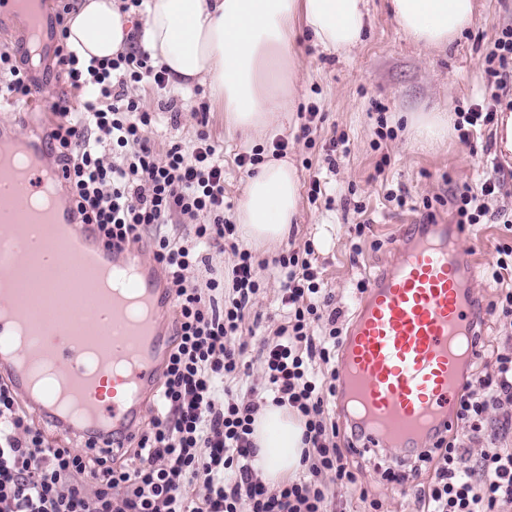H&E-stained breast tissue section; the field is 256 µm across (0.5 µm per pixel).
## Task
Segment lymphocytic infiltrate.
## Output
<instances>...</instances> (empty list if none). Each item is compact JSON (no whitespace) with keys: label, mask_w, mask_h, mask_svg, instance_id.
I'll return each instance as SVG.
<instances>
[{"label":"lymphocytic infiltrate","mask_w":512,"mask_h":512,"mask_svg":"<svg viewBox=\"0 0 512 512\" xmlns=\"http://www.w3.org/2000/svg\"><path fill=\"white\" fill-rule=\"evenodd\" d=\"M57 63L79 107L62 97L44 139L67 180V192L83 224L95 225L102 244L148 242L174 290L176 331L157 395L158 415L133 450L132 463L113 466L111 454L50 444L43 429L21 410L11 385L0 382V512H327L332 486L358 482L328 410L337 373L332 366L343 330L312 264V248L272 258L281 283L284 322L260 337L250 352L239 332L261 290L262 261L236 242V226L224 216V160L207 132L191 149L177 142L155 151L147 137L154 121L130 86L148 81L165 88L145 52L129 47L83 64L65 43ZM0 97L28 102L27 67L0 49ZM491 91L483 102L457 108L461 143L491 128L503 96L512 93V24L495 34L482 63ZM501 187L486 178L451 196L458 223H484L483 197ZM236 250L230 283L212 278L190 286L189 270L209 263L207 248ZM261 365L262 386L250 384ZM296 409L305 420L304 474L269 489L251 466L253 417L266 400ZM499 411L489 423L490 411ZM456 417L468 439L438 436L416 461L385 467L381 477L424 499L430 512H512V448L499 441L512 431V352L494 353L483 370L470 372ZM485 449L470 458L468 440ZM431 465L426 486L414 479Z\"/></svg>","instance_id":"lymphocytic-infiltrate-1"}]
</instances>
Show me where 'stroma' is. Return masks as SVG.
<instances>
[{
	"label": "stroma",
	"instance_id": "35a3bbf8",
	"mask_svg": "<svg viewBox=\"0 0 512 512\" xmlns=\"http://www.w3.org/2000/svg\"><path fill=\"white\" fill-rule=\"evenodd\" d=\"M368 9L363 41L350 51L328 54L307 36L298 37L293 108L280 118L287 158L298 171L301 190L298 214L281 247L296 251L313 247V266L346 319L360 299L358 282L389 259L396 229L410 221L425 223L430 211L438 219L451 220L452 190L478 184L499 163L491 131L481 132L468 145L452 132L443 144L430 148L416 142L409 119L417 112L451 114L457 107L482 100L486 94L482 59L496 32L512 24V0H476L473 26L448 47L428 49L399 31L387 0H368ZM33 78L42 90L33 94L30 110L5 104L0 106V118L30 131L32 140L39 141L49 124L52 102L69 94L70 88L51 50ZM137 93L145 108L158 114L150 132L157 149L173 142L188 147L198 131L209 132L224 155V200L239 204L247 174L237 167V155L255 148L272 154V142L227 133L224 105L210 97L205 81L184 90H160L146 82ZM170 99L180 109L174 122L159 110L161 102ZM311 105L318 108L319 118L306 136L302 133L304 113ZM382 129L390 131V138L379 139ZM341 134L347 138L346 149L337 153L335 167H327L324 158L329 142ZM384 155L390 163L380 174L375 164ZM315 176L321 180L322 192L312 202L307 192ZM391 191L405 197V206L387 200ZM360 204L365 214H357ZM363 218L369 219L370 226L358 238L354 226ZM460 242L475 254L479 275L475 291L480 307H488L498 292L491 278L495 248L502 243L512 245V230L494 221L468 224ZM261 278L262 291L253 311L260 315L262 329L271 330L281 321L280 282L272 269L263 270ZM396 459V454L371 450L352 457L371 499L381 502V512H422L423 505L415 497L403 496L376 474L378 466Z\"/></svg>",
	"mask_w": 512,
	"mask_h": 512
}]
</instances>
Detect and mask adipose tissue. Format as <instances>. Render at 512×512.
Here are the masks:
<instances>
[{
    "label": "adipose tissue",
    "instance_id": "ef3b65f1",
    "mask_svg": "<svg viewBox=\"0 0 512 512\" xmlns=\"http://www.w3.org/2000/svg\"><path fill=\"white\" fill-rule=\"evenodd\" d=\"M389 9L400 31L428 48L453 42L476 13L474 0H389ZM143 14L135 31L116 0H82L67 19V47L86 61L134 38L171 87L205 80L224 103L225 125L272 140L282 133L278 112L291 104L299 30L325 52L345 51L361 42L367 9L366 0H144ZM298 200L292 165L274 158L258 165L236 213L240 239L254 250L285 240ZM253 429V467L268 484L301 470L305 426L296 409L266 404Z\"/></svg>",
    "mask_w": 512,
    "mask_h": 512
}]
</instances>
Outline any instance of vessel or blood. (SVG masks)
<instances>
[{"label": "vessel or blood", "mask_w": 512, "mask_h": 512, "mask_svg": "<svg viewBox=\"0 0 512 512\" xmlns=\"http://www.w3.org/2000/svg\"><path fill=\"white\" fill-rule=\"evenodd\" d=\"M48 179L57 194L51 218L0 198V236L22 240L29 225L47 223L44 246L53 256L38 266L28 250L0 248V298L12 305L11 315L0 317V376L35 401L60 435L104 450L132 435L159 386L172 292L144 250L105 248L92 226L73 220L60 169L31 167L28 192ZM460 236L455 224L403 225L392 239L393 259L370 277L349 321L336 407L365 446L405 453L456 421L462 374L479 347L475 263ZM131 266V286L151 313L146 322L129 320L120 295L81 302L79 284L95 283L103 269ZM78 305L86 323L76 338ZM22 324L38 336L27 357L55 367L56 380L45 388H32L4 349ZM90 348L98 353L91 368L84 361Z\"/></svg>", "instance_id": "1"}]
</instances>
